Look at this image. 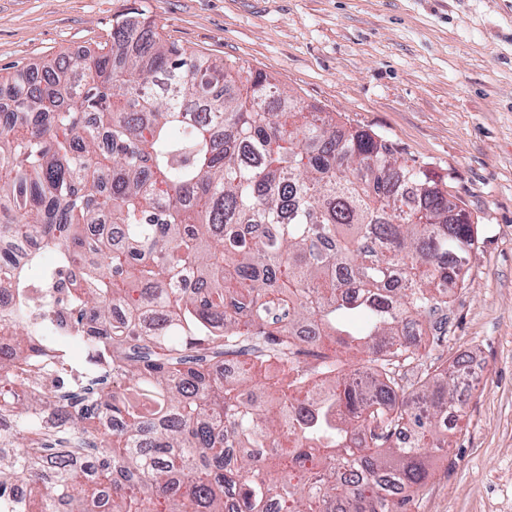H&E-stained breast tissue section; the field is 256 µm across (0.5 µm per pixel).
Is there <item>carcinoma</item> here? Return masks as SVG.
<instances>
[{"instance_id": "1", "label": "carcinoma", "mask_w": 512, "mask_h": 512, "mask_svg": "<svg viewBox=\"0 0 512 512\" xmlns=\"http://www.w3.org/2000/svg\"><path fill=\"white\" fill-rule=\"evenodd\" d=\"M237 79L128 17L96 51L0 74V416L16 424L0 448L27 447L36 424L102 448L9 458L0 499L20 476L43 486L15 512H95L103 485L112 512H412L423 449L448 447V362L410 385L401 368L466 287L468 213L378 134L261 71L245 98ZM58 309L70 322L46 336L31 315ZM79 340L91 355L73 374L58 363L59 380L110 372L112 386L34 416L41 398L15 373ZM270 358L280 386L251 372Z\"/></svg>"}]
</instances>
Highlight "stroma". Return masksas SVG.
Wrapping results in <instances>:
<instances>
[{"mask_svg":"<svg viewBox=\"0 0 512 512\" xmlns=\"http://www.w3.org/2000/svg\"><path fill=\"white\" fill-rule=\"evenodd\" d=\"M133 13L447 177L477 241L408 376L460 352L491 374L450 418L415 512H512V0H0V69L96 49Z\"/></svg>","mask_w":512,"mask_h":512,"instance_id":"obj_1","label":"stroma"}]
</instances>
